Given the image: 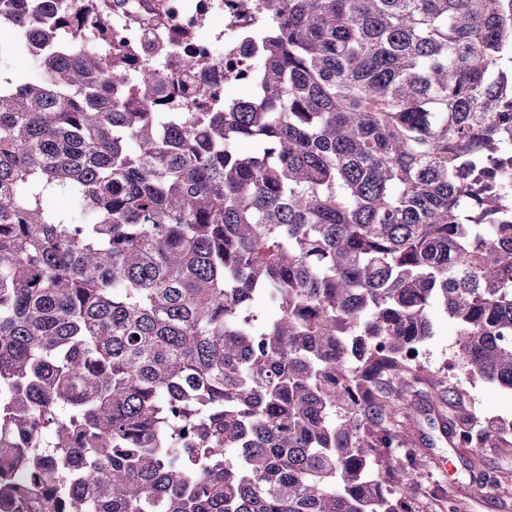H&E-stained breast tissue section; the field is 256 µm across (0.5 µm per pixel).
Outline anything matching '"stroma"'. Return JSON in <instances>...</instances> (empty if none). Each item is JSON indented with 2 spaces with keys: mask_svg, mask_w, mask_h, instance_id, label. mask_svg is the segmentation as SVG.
Segmentation results:
<instances>
[{
  "mask_svg": "<svg viewBox=\"0 0 512 512\" xmlns=\"http://www.w3.org/2000/svg\"><path fill=\"white\" fill-rule=\"evenodd\" d=\"M430 317L433 334L421 349L420 380L403 397L405 404L419 409L411 425L415 506L418 512H448L451 501L460 512H512V485L490 494L476 491L487 472L512 482V443L458 447L435 415L440 407L447 418L466 416L487 430L512 421V390L463 374L457 364L454 322L436 306Z\"/></svg>",
  "mask_w": 512,
  "mask_h": 512,
  "instance_id": "35a3bbf8",
  "label": "stroma"
}]
</instances>
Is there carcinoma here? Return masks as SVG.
<instances>
[{"instance_id":"carcinoma-1","label":"carcinoma","mask_w":512,"mask_h":512,"mask_svg":"<svg viewBox=\"0 0 512 512\" xmlns=\"http://www.w3.org/2000/svg\"><path fill=\"white\" fill-rule=\"evenodd\" d=\"M109 2L0 0V512H411L433 305L512 389V0H240L238 101ZM128 3L138 4L135 8H122V14H115L112 17V26L123 32L125 40L133 43H147L163 37V33L154 29L146 28L143 24V18L147 15L151 1H129Z\"/></svg>"}]
</instances>
